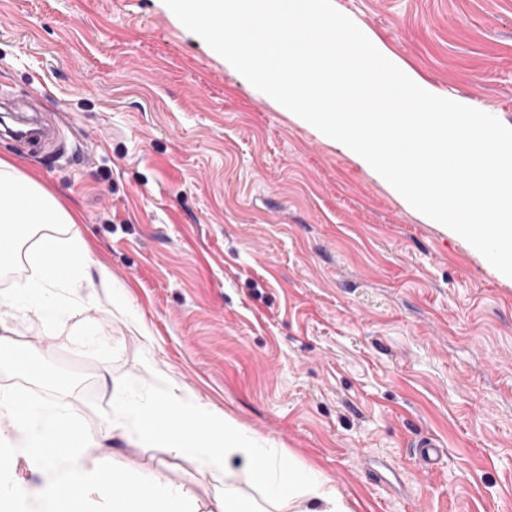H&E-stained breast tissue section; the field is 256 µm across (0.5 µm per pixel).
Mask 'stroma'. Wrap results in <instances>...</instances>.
<instances>
[{
  "label": "stroma",
  "mask_w": 512,
  "mask_h": 512,
  "mask_svg": "<svg viewBox=\"0 0 512 512\" xmlns=\"http://www.w3.org/2000/svg\"><path fill=\"white\" fill-rule=\"evenodd\" d=\"M440 91L512 126V0H335ZM40 94L68 154L0 157L77 212L81 313L101 361L37 317L9 337L86 377L65 396L96 455L224 512L199 462L108 429L112 392L163 377L287 449L352 512H512V285L211 55L159 0H0V89ZM106 268L128 308L112 305ZM433 436L443 464L412 443Z\"/></svg>",
  "instance_id": "35a3bbf8"
}]
</instances>
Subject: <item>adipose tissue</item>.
I'll list each match as a JSON object with an SVG mask.
<instances>
[{
	"label": "adipose tissue",
	"mask_w": 512,
	"mask_h": 512,
	"mask_svg": "<svg viewBox=\"0 0 512 512\" xmlns=\"http://www.w3.org/2000/svg\"><path fill=\"white\" fill-rule=\"evenodd\" d=\"M79 219L52 195L0 159V270L24 252L30 276L0 297V327L7 318L36 316L51 323L79 309L66 296L79 287L92 263L75 226ZM110 423L132 428L144 448L200 460L212 474L240 470L266 499L294 512H350L340 490L321 473L295 465L284 448H269L235 420L206 405L153 388H114Z\"/></svg>",
	"instance_id": "obj_1"
}]
</instances>
